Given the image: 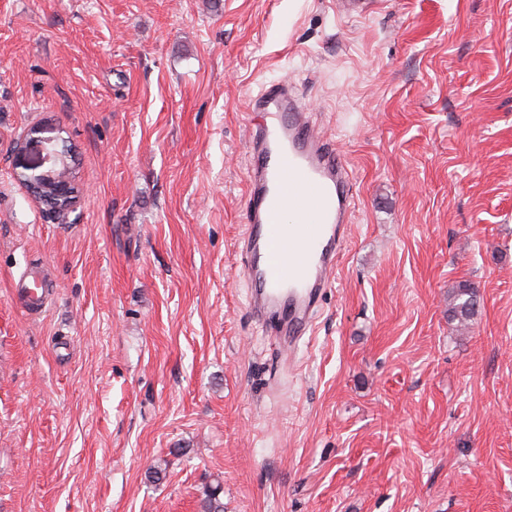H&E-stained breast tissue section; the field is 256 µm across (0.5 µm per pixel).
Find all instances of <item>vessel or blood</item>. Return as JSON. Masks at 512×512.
Segmentation results:
<instances>
[{
  "instance_id": "b4317fda",
  "label": "vessel or blood",
  "mask_w": 512,
  "mask_h": 512,
  "mask_svg": "<svg viewBox=\"0 0 512 512\" xmlns=\"http://www.w3.org/2000/svg\"><path fill=\"white\" fill-rule=\"evenodd\" d=\"M259 120L249 139V176L240 242L253 288L252 310L296 341L331 288L347 239L351 178L315 128L291 82L262 89L251 101ZM14 293L24 313L45 311L38 276L21 274Z\"/></svg>"
}]
</instances>
